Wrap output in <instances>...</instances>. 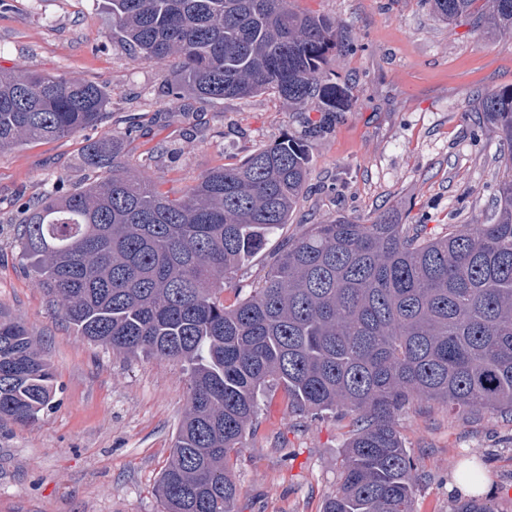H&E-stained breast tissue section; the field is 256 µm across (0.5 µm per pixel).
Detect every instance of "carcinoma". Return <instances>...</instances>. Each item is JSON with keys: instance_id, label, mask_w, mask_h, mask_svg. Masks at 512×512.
Instances as JSON below:
<instances>
[{"instance_id": "carcinoma-1", "label": "carcinoma", "mask_w": 512, "mask_h": 512, "mask_svg": "<svg viewBox=\"0 0 512 512\" xmlns=\"http://www.w3.org/2000/svg\"><path fill=\"white\" fill-rule=\"evenodd\" d=\"M104 3L112 38L145 62L176 65L173 95L269 93L293 112L323 113L305 137L205 172L179 198L96 142L82 163L101 178L25 203L22 254L74 329L187 368V407L157 486L165 512H235L230 455L245 447L272 385L300 412L354 414L342 482L323 512H416L422 474L397 429L406 403L512 417V165L482 224H450L441 237L384 214L312 224L226 307V280L291 223L314 141L352 105L351 86L325 70L346 48L338 24L293 0ZM426 4L448 24L512 30V0ZM107 104L92 81L0 72V152L93 128ZM477 110L512 146V87ZM54 396L28 328L0 312V418L33 422Z\"/></svg>"}]
</instances>
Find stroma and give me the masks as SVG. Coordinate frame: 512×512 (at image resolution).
Wrapping results in <instances>:
<instances>
[{"mask_svg": "<svg viewBox=\"0 0 512 512\" xmlns=\"http://www.w3.org/2000/svg\"><path fill=\"white\" fill-rule=\"evenodd\" d=\"M336 18L351 48L328 67L353 92L316 141L292 224L224 287L244 298L271 257L307 225L343 216L359 224L389 214L430 236L492 213L512 147L483 128L475 105L512 86V35L447 24L424 0H295ZM98 0H0V69H22L104 86L108 116L98 127L38 140L0 154V310L21 319L55 376L52 409L20 424L0 419V512H163L158 479L186 409L182 364L119 354L79 336L36 282L21 255L18 202L58 179L95 180L80 160L97 141H116L129 166L148 168L178 195L206 171L235 164L263 145L302 136L320 113L291 112L274 95L177 99L178 73L146 63L111 35ZM352 418L292 411L282 390L265 393L259 424L232 453L237 512H321L342 480ZM405 447L425 477L417 512H453L448 481L463 462L484 466L488 500L512 512V421L460 414L416 400L399 414Z\"/></svg>", "mask_w": 512, "mask_h": 512, "instance_id": "35a3bbf8", "label": "stroma"}]
</instances>
